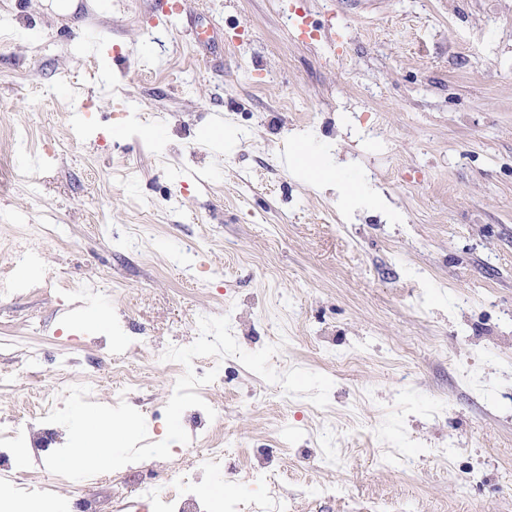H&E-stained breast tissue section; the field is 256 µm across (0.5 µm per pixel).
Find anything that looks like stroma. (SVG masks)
Listing matches in <instances>:
<instances>
[{
	"mask_svg": "<svg viewBox=\"0 0 512 512\" xmlns=\"http://www.w3.org/2000/svg\"><path fill=\"white\" fill-rule=\"evenodd\" d=\"M0 0V268L74 293L0 299V417L53 394L63 361L111 404L113 329L140 342L133 406L165 409L168 347L229 316L278 373L330 377L326 407L234 356L185 410L190 438L225 426L239 450L210 483L229 498L288 495L291 512H512V0ZM291 97L292 108L280 105ZM357 189L316 186L296 143ZM152 203L151 224L129 203ZM55 217L37 260L3 245ZM93 280L97 294L76 288ZM105 312L106 324L87 317ZM276 474L241 485L256 449ZM28 502L114 512L136 479L92 488L24 467Z\"/></svg>",
	"mask_w": 512,
	"mask_h": 512,
	"instance_id": "obj_1",
	"label": "stroma"
}]
</instances>
